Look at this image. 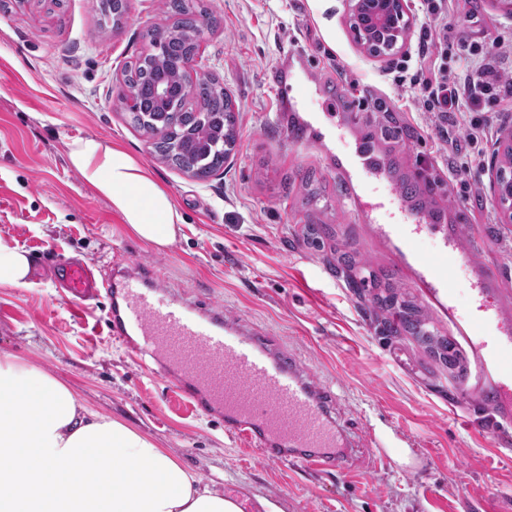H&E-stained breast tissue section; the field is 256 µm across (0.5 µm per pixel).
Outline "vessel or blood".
Instances as JSON below:
<instances>
[{
  "label": "vessel or blood",
  "mask_w": 512,
  "mask_h": 512,
  "mask_svg": "<svg viewBox=\"0 0 512 512\" xmlns=\"http://www.w3.org/2000/svg\"><path fill=\"white\" fill-rule=\"evenodd\" d=\"M275 73L277 111H299V99L284 94L287 66L277 65ZM353 122L352 115L337 112L332 131L336 160L330 170L344 183L354 218L391 244L409 266L433 312L469 348L472 393L511 424L512 299L464 246L462 225L430 227L419 209L405 207V200L420 199L422 193L416 182L387 174L371 139L350 146L347 129ZM430 229L440 237L434 261L412 249ZM460 272L471 281L464 306L450 286ZM50 275L73 307L108 297L109 336L138 358H150L156 375L170 380L192 410L222 413L227 434L271 460H288L315 472L349 469L347 433L333 415L331 392L305 374L289 351L271 348L260 333L243 335L217 306L198 311L180 302H159L156 275L134 264L106 278L72 259L52 265Z\"/></svg>",
  "instance_id": "obj_1"
}]
</instances>
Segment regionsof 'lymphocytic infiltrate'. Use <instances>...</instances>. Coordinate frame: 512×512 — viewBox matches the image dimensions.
<instances>
[{"mask_svg": "<svg viewBox=\"0 0 512 512\" xmlns=\"http://www.w3.org/2000/svg\"><path fill=\"white\" fill-rule=\"evenodd\" d=\"M415 8L422 20L415 63L394 65L392 83L400 89L408 85L419 88L421 111L434 114L440 124L462 119L468 139L476 140L481 127L472 123L469 114L490 99L495 89L488 78L495 52L473 50L456 64H449L447 0H417Z\"/></svg>", "mask_w": 512, "mask_h": 512, "instance_id": "lymphocytic-infiltrate-1", "label": "lymphocytic infiltrate"}]
</instances>
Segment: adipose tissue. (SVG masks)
<instances>
[{
  "label": "adipose tissue",
  "instance_id": "1",
  "mask_svg": "<svg viewBox=\"0 0 512 512\" xmlns=\"http://www.w3.org/2000/svg\"><path fill=\"white\" fill-rule=\"evenodd\" d=\"M68 161L157 249L184 218L133 157L95 136ZM0 512H241L236 500L125 423L90 411L63 383L0 358Z\"/></svg>",
  "mask_w": 512,
  "mask_h": 512
}]
</instances>
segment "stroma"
<instances>
[{
  "label": "stroma",
  "mask_w": 512,
  "mask_h": 512,
  "mask_svg": "<svg viewBox=\"0 0 512 512\" xmlns=\"http://www.w3.org/2000/svg\"><path fill=\"white\" fill-rule=\"evenodd\" d=\"M164 3L127 0L112 27L101 25L98 0H0V239L32 260L29 287L0 285V357L52 375L248 512L261 498L281 512H512V443L495 439L488 406L458 394L469 371L463 341L349 215L335 175L274 121L269 77L289 51L304 54L327 81L304 92L308 108L343 91L403 175L428 169L435 210L466 226V245L511 291L512 226L499 220L492 160L512 94L473 113L489 123L487 138L471 143L453 124L443 136L418 111L419 89L395 94L388 58L357 45L346 0H202L212 26L198 65L223 82L237 123L223 178L200 180L161 159L158 134L116 107L147 27L173 22ZM448 22L449 57L497 36L512 57V18L493 0H448ZM85 136L125 150L171 192L186 219L171 246L136 238L69 165V143ZM70 258L101 275L126 260L159 267L160 298L221 305L244 333L292 351L332 391L355 473L265 460L221 419L180 403L109 338L107 297L73 311L42 275ZM374 438L386 461H365Z\"/></svg>",
  "instance_id": "stroma-1"
}]
</instances>
